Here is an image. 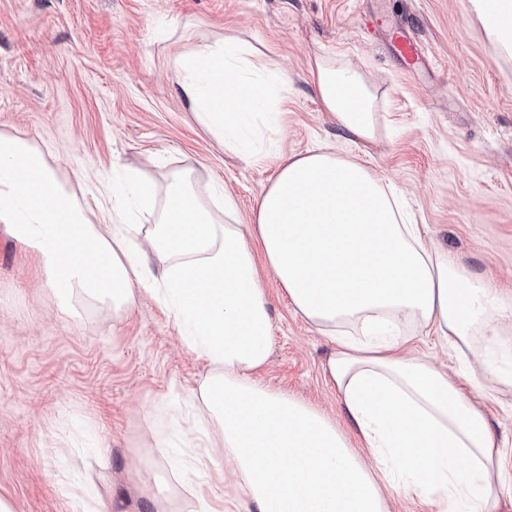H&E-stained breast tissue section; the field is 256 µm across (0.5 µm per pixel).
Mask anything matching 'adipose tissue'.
Segmentation results:
<instances>
[{
	"label": "adipose tissue",
	"mask_w": 512,
	"mask_h": 512,
	"mask_svg": "<svg viewBox=\"0 0 512 512\" xmlns=\"http://www.w3.org/2000/svg\"><path fill=\"white\" fill-rule=\"evenodd\" d=\"M498 52L512 58V0H471ZM179 94L222 145L269 124L284 90L247 43L225 39L180 54ZM321 103L356 138L378 135L374 95L355 69L320 57ZM133 209L112 192L100 223L66 189L44 153L0 134V223L44 259L62 302L130 310L138 294L165 303L209 371L188 407L206 415V450L191 446L170 471L193 512H216L194 478L211 449L229 477L223 512H388L384 485L418 492L436 512H490L499 445L484 411L447 368L409 356L414 327H434L461 356L487 361L512 329V296L492 294L447 252L427 246L401 197L359 161L314 150L284 160L251 232L224 223L236 210L191 172L165 186L128 174ZM298 312L336 348L326 373L369 457L335 422L254 375L271 354L272 325L248 235Z\"/></svg>",
	"instance_id": "1"
}]
</instances>
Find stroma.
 Returning a JSON list of instances; mask_svg holds the SVG:
<instances>
[{
  "label": "stroma",
  "instance_id": "obj_1",
  "mask_svg": "<svg viewBox=\"0 0 512 512\" xmlns=\"http://www.w3.org/2000/svg\"><path fill=\"white\" fill-rule=\"evenodd\" d=\"M406 24L436 76L406 72L384 35L363 22ZM225 37L272 60L287 90L273 144L251 161L219 144L175 95L176 53ZM333 55L372 86L379 116L367 145L324 111L310 80ZM0 133L27 139L60 182L91 206L131 169L157 184L192 170L217 183L251 223L280 159L322 148L394 185L429 243L491 289L512 294V60L500 57L469 0H0ZM272 355L256 374L269 390L354 429L324 373L332 340L263 274ZM447 365L484 410L501 447L494 512H512V392H488L479 373L435 333L409 343ZM208 371L169 310L143 297L128 312L60 305L44 263L0 226V496L15 512H156L169 470L155 446L201 436L179 404Z\"/></svg>",
  "mask_w": 512,
  "mask_h": 512
}]
</instances>
